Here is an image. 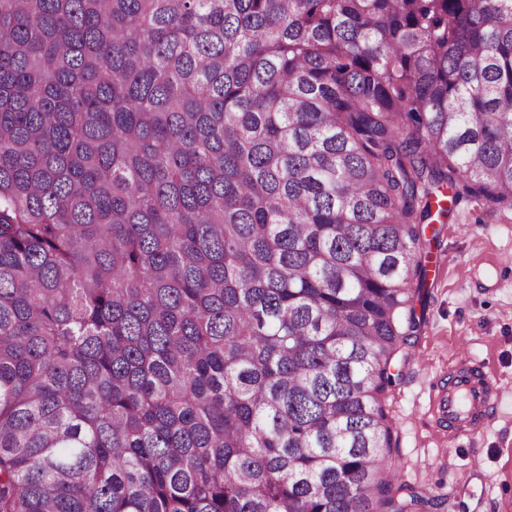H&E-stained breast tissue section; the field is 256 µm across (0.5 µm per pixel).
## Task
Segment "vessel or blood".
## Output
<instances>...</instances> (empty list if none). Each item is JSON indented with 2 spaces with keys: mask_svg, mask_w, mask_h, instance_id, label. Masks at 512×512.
Masks as SVG:
<instances>
[{
  "mask_svg": "<svg viewBox=\"0 0 512 512\" xmlns=\"http://www.w3.org/2000/svg\"><path fill=\"white\" fill-rule=\"evenodd\" d=\"M500 394V387L485 376H473L439 389L433 398V411L447 423L450 438L474 437L483 432L485 416Z\"/></svg>",
  "mask_w": 512,
  "mask_h": 512,
  "instance_id": "vessel-or-blood-1",
  "label": "vessel or blood"
}]
</instances>
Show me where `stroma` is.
Wrapping results in <instances>:
<instances>
[{
  "instance_id": "obj_1",
  "label": "stroma",
  "mask_w": 512,
  "mask_h": 512,
  "mask_svg": "<svg viewBox=\"0 0 512 512\" xmlns=\"http://www.w3.org/2000/svg\"><path fill=\"white\" fill-rule=\"evenodd\" d=\"M425 250L428 295L387 399L398 437L393 462L407 481L441 494L440 512H512V213L461 199L445 223L426 228ZM465 352L503 394L483 435L452 441L432 414V396Z\"/></svg>"
}]
</instances>
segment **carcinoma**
<instances>
[{
    "label": "carcinoma",
    "mask_w": 512,
    "mask_h": 512,
    "mask_svg": "<svg viewBox=\"0 0 512 512\" xmlns=\"http://www.w3.org/2000/svg\"><path fill=\"white\" fill-rule=\"evenodd\" d=\"M462 197L512 0H0V512L440 508L385 396Z\"/></svg>",
    "instance_id": "1"
}]
</instances>
